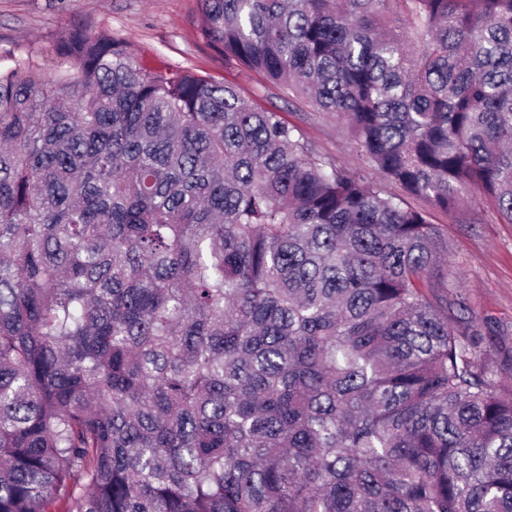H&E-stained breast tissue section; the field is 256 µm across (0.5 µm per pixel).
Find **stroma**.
<instances>
[{"instance_id": "stroma-1", "label": "stroma", "mask_w": 512, "mask_h": 512, "mask_svg": "<svg viewBox=\"0 0 512 512\" xmlns=\"http://www.w3.org/2000/svg\"><path fill=\"white\" fill-rule=\"evenodd\" d=\"M199 0H0V52L56 66L57 35L74 26L104 31L127 42L138 64L188 68L235 82L250 101L279 107L315 151L343 167H362L341 119L314 111L304 100L288 97L247 70L227 69L222 56L198 33ZM448 243V296L470 319L484 321L495 345L481 360L497 373L502 391L512 390V224L473 196L452 213L430 210Z\"/></svg>"}]
</instances>
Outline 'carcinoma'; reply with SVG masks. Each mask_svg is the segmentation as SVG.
I'll return each mask as SVG.
<instances>
[{
	"label": "carcinoma",
	"instance_id": "obj_1",
	"mask_svg": "<svg viewBox=\"0 0 512 512\" xmlns=\"http://www.w3.org/2000/svg\"><path fill=\"white\" fill-rule=\"evenodd\" d=\"M199 33L366 168L108 33L0 64V512H512V393L428 221L512 224V0H201Z\"/></svg>",
	"mask_w": 512,
	"mask_h": 512
}]
</instances>
